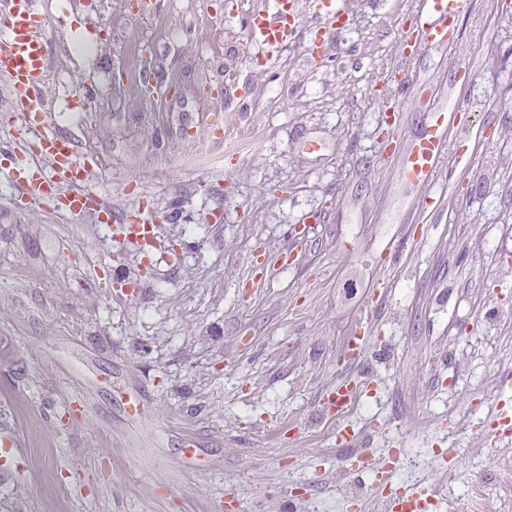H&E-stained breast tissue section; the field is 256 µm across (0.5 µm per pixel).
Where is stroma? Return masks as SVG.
Segmentation results:
<instances>
[{
  "label": "stroma",
  "instance_id": "35a3bbf8",
  "mask_svg": "<svg viewBox=\"0 0 512 512\" xmlns=\"http://www.w3.org/2000/svg\"><path fill=\"white\" fill-rule=\"evenodd\" d=\"M86 2L34 0L69 66L51 128L107 205L160 221L124 240L0 156V436L22 460L0 512H388L428 484L448 489L433 512H471L475 482L512 512V437L489 422L512 376V0H467L447 51L414 48L389 152L417 0H341L326 60L298 42L269 62L245 29L261 0ZM146 71L179 94L150 101ZM445 100L464 157L430 217L399 171ZM189 127L221 166L195 165ZM340 379L359 392L341 413ZM390 448L392 471L350 473Z\"/></svg>",
  "mask_w": 512,
  "mask_h": 512
}]
</instances>
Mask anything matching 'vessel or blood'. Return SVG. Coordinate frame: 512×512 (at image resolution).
Masks as SVG:
<instances>
[{
	"mask_svg": "<svg viewBox=\"0 0 512 512\" xmlns=\"http://www.w3.org/2000/svg\"><path fill=\"white\" fill-rule=\"evenodd\" d=\"M316 30L334 29L343 13L335 0H320ZM465 7V0H419V11L410 36L415 45H448V30ZM47 19L33 10L32 0H13V9L6 20L7 33L0 37V75L7 77L14 89L17 106L13 121L30 124L45 120L47 56L50 48ZM246 27L254 42L276 52L283 45L299 41L300 31L288 17L285 0H265L263 7L251 14ZM456 105L442 104L426 116V131L405 149L401 177L423 186H431L435 176L446 165L453 149L446 141L448 125ZM45 167L12 171L11 179L33 197H41L51 184L74 186L73 195L62 196V203L76 213L100 205V198L83 184L88 168L79 159L74 143L63 136H46L41 140Z\"/></svg>",
	"mask_w": 512,
	"mask_h": 512,
	"instance_id": "b4317fda",
	"label": "vessel or blood"
}]
</instances>
